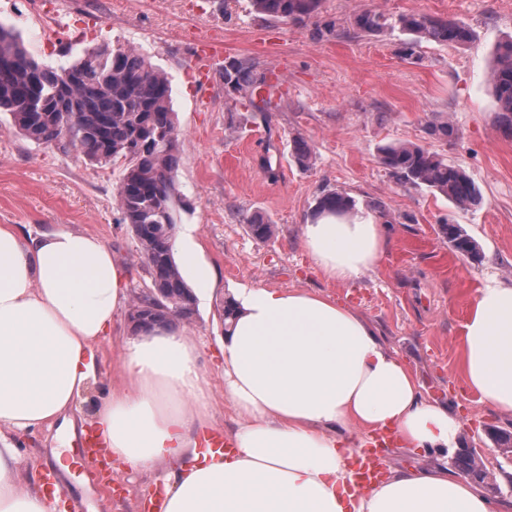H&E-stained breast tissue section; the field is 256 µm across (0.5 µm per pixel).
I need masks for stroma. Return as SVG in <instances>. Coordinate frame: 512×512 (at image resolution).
Masks as SVG:
<instances>
[{"label": "stroma", "mask_w": 512, "mask_h": 512, "mask_svg": "<svg viewBox=\"0 0 512 512\" xmlns=\"http://www.w3.org/2000/svg\"><path fill=\"white\" fill-rule=\"evenodd\" d=\"M373 5L390 18L426 14L455 18L473 31L463 46L421 43L405 59L401 32L354 33L353 13ZM335 21L338 35L317 37V24ZM0 23L21 32L29 52L53 68L68 67L87 48L122 44L139 48L172 86V107L184 147L176 185V230L198 227L205 260L219 283L186 328L199 347L207 397L217 427L229 430L234 411L224 401V361L217 336L226 288L302 289L335 297L360 312L380 332L387 349L413 368L423 397L449 406L463 422L458 447L447 455L414 453L391 445L388 469L447 465L459 474L468 449L479 448L490 473L489 492L512 512V462L496 435L512 433V413L495 411L468 391L459 368L462 328L478 288L495 279L512 283V134L501 125L488 83L493 54L512 38V0H321L314 20L296 25L256 13L250 0H0ZM218 35L222 55L207 67L196 48ZM251 59L280 92L268 111L245 107L227 92L226 60ZM448 119L458 138L439 140L429 123ZM313 152L309 165L294 157L295 139ZM410 141L447 155L481 191L480 204L461 210L424 188L397 185L378 160V149ZM271 156L274 176L261 168ZM123 165H95L68 139L38 144L19 135L0 112V225L22 241L66 228L102 239L127 272L129 294L150 282L137 243L122 224L114 196ZM338 189L361 210L385 205L377 221L389 245L380 264L356 282L325 278L308 257L301 228L317 197ZM276 224L268 240L251 235L247 221ZM460 227L481 246L472 263L455 253L439 231L441 221ZM132 335L120 310L108 336L92 345L95 378L71 413L66 438L44 428L18 436L17 477L53 472L64 500L92 496L91 512H146L147 494L163 486V469L105 476L84 457L93 410L119 375ZM67 445L63 463L51 451Z\"/></svg>", "instance_id": "obj_1"}]
</instances>
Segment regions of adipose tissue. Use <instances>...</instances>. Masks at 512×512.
<instances>
[{"label":"adipose tissue","mask_w":512,"mask_h":512,"mask_svg":"<svg viewBox=\"0 0 512 512\" xmlns=\"http://www.w3.org/2000/svg\"><path fill=\"white\" fill-rule=\"evenodd\" d=\"M195 226L175 248L182 273L212 292ZM325 277L352 283L382 259L388 239L372 216H325L302 228ZM224 400L237 422L232 452L203 451L211 429L206 377L180 326L125 344L120 381L93 412L94 438L128 473L162 465L163 512H496L463 479L437 468L389 473L361 489L351 460L363 430H392L402 448L454 447L463 423L424 398L408 364L374 326L338 300L300 289H229ZM128 299L125 270L93 235L59 228L24 243L0 227V512H57V491L20 487L15 436L66 419L95 369L92 344ZM465 387L512 411V285L473 297L460 345ZM9 436H2V429Z\"/></svg>","instance_id":"ef3b65f1"}]
</instances>
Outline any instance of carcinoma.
<instances>
[{"instance_id": "cac0c4a2", "label": "carcinoma", "mask_w": 512, "mask_h": 512, "mask_svg": "<svg viewBox=\"0 0 512 512\" xmlns=\"http://www.w3.org/2000/svg\"><path fill=\"white\" fill-rule=\"evenodd\" d=\"M319 2L250 0L256 12L293 23L314 16ZM351 25L358 33L397 29L408 35L403 49L408 58L423 41L465 45L473 38L471 28L460 20L424 14L402 15L392 21L380 11L364 9L353 14ZM66 73L72 82H64ZM223 78L224 87L240 94L252 109L261 112L271 103L269 97L255 101L258 90L273 88L255 62L229 60ZM488 81L499 104L501 122L512 130V39L497 46ZM64 110L71 117L72 142L90 162L123 161L115 204L122 223L135 235L150 287L160 290L156 297L141 299L136 308L155 326L183 322L165 313L167 308L197 302L173 258L179 202L175 175L183 140L174 120L168 77L134 48L108 44L92 47L71 66L56 70L29 53L19 32L0 24V112L10 114L13 128L26 139L50 144L62 135ZM427 130L440 140L458 135L448 120L432 123ZM380 161L401 186L425 187L458 208L471 207L480 199L478 187L463 168L423 145L388 143L380 148ZM356 212L351 196L329 190L317 199L313 218ZM248 229L254 237L268 240L277 227L254 216L248 220ZM440 231L456 251L469 254L471 262L482 261L479 245L457 225L444 221Z\"/></svg>"}]
</instances>
